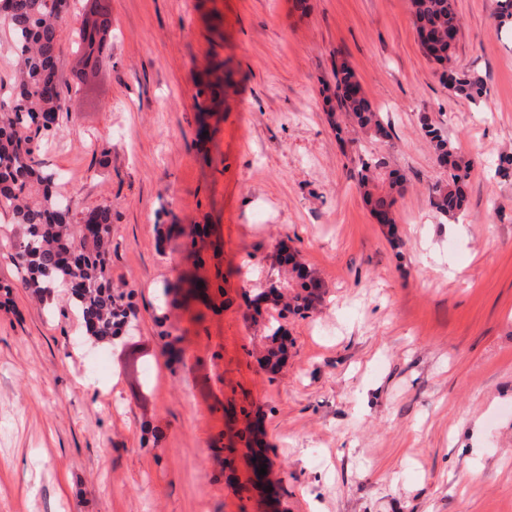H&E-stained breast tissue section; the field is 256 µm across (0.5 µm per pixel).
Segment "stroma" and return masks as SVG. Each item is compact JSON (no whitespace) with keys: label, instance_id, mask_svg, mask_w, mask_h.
<instances>
[{"label":"stroma","instance_id":"35a3bbf8","mask_svg":"<svg viewBox=\"0 0 512 512\" xmlns=\"http://www.w3.org/2000/svg\"><path fill=\"white\" fill-rule=\"evenodd\" d=\"M495 7L456 0L477 105L449 97L409 0H112L111 60L83 87L62 25V110L34 159L74 219L111 208L109 273L134 315L98 343L66 290L34 297L23 227L0 212V512H512V29ZM339 59L386 141L337 140ZM219 61L223 103L198 112ZM425 114L474 160L447 222ZM363 149L405 179L400 249L356 186ZM170 224L207 234L193 246ZM283 243L323 285L302 316L251 303ZM185 271L208 300L165 303ZM275 317L288 358L272 372ZM248 435L271 491L250 483Z\"/></svg>","mask_w":512,"mask_h":512}]
</instances>
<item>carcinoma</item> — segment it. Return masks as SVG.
Segmentation results:
<instances>
[{
	"instance_id": "1",
	"label": "carcinoma",
	"mask_w": 512,
	"mask_h": 512,
	"mask_svg": "<svg viewBox=\"0 0 512 512\" xmlns=\"http://www.w3.org/2000/svg\"><path fill=\"white\" fill-rule=\"evenodd\" d=\"M100 25H111V0H94ZM411 13L424 54L441 66L440 80L451 95L479 104L487 94L482 78L456 65L454 49L459 20L454 0H410ZM68 0H0V18L8 22L17 56V73L9 88L0 91V200L6 199L25 233L14 242L27 287L46 297L57 288H67L85 332L98 339L113 336L129 323L131 311L124 293L112 289L108 272V249L112 236V212L94 209L75 224L70 210L55 194V174L38 169L31 144L61 112L59 29ZM497 27H512V0H496ZM336 112L348 118L344 127L329 114L340 141L356 142L357 136L379 142L389 137L376 106L367 97L360 79L344 61L333 68ZM421 130L433 149L445 177L429 189L436 212L456 217L466 208L473 161L462 155L448 136L427 114ZM357 182L373 218L379 224L396 223L397 196L404 190L402 175L387 170L384 156L371 152L358 155ZM261 296L284 313L303 315L315 307L320 285L305 267L295 261L288 280L270 287ZM266 362L276 366L285 354L279 342L282 327L270 322Z\"/></svg>"
}]
</instances>
